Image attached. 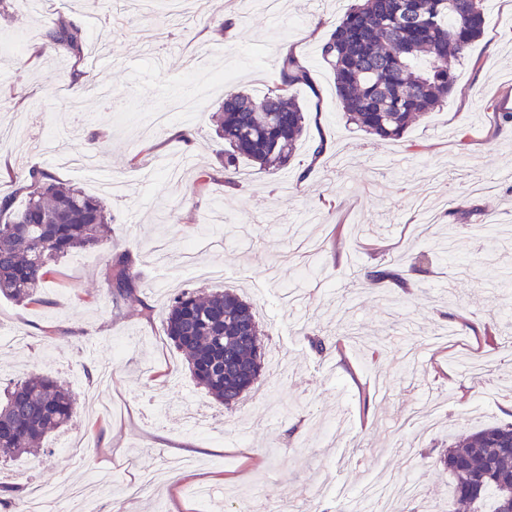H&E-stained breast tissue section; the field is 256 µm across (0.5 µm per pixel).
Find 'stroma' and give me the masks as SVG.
Returning <instances> with one entry per match:
<instances>
[{"instance_id": "stroma-1", "label": "stroma", "mask_w": 512, "mask_h": 512, "mask_svg": "<svg viewBox=\"0 0 512 512\" xmlns=\"http://www.w3.org/2000/svg\"><path fill=\"white\" fill-rule=\"evenodd\" d=\"M351 0H280L272 16L254 0H199L171 21L141 0H0V196L27 198L28 173L100 198L111 218L104 246L53 264L43 303L0 297V330L21 331L0 351V389L30 373L77 399L45 453L0 464V480L55 491V512H82L74 484L99 512H201L190 493L250 492L256 512H334L343 498L386 477L416 481L453 512L441 450L485 424L512 423V292L500 275L512 245L468 230L496 219L512 229V0H486L482 36L456 69L453 92L399 141L347 122L322 44ZM237 21L223 31L225 14ZM76 20L103 61L92 68L106 99L71 85L74 58L47 46L46 27ZM296 48L312 86L293 92L306 134L288 163L224 181L214 112L226 90L264 95L284 46ZM40 56H32L33 47ZM209 84L191 120L173 118L146 138L134 128L171 98ZM325 142L320 156L313 143ZM96 155L123 193L69 162ZM455 233L456 250L437 242ZM128 255L135 298L113 310L107 259ZM399 281L366 285L374 267ZM237 290L256 302L267 365L233 410L198 387L167 338L164 309L181 290ZM354 335L315 352L309 332ZM385 339L371 353L366 342Z\"/></svg>"}]
</instances>
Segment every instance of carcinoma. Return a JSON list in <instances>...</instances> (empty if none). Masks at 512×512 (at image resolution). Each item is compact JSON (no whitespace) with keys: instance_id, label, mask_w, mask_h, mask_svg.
I'll list each match as a JSON object with an SVG mask.
<instances>
[{"instance_id":"carcinoma-1","label":"carcinoma","mask_w":512,"mask_h":512,"mask_svg":"<svg viewBox=\"0 0 512 512\" xmlns=\"http://www.w3.org/2000/svg\"><path fill=\"white\" fill-rule=\"evenodd\" d=\"M485 0H359L323 43L342 110L350 122L386 140L400 139L420 116L448 98L455 69L485 25ZM48 45L83 53L85 35L58 19ZM312 84L307 67L280 58L278 84L257 97L229 92L216 116L224 140V177H236L240 158L263 172L286 165L306 130L303 106L290 94ZM27 200L13 208L0 201V295L40 303L51 265L67 255L104 243L110 217L98 198L55 179L29 174ZM129 260L107 265L114 308L136 293ZM168 339L186 357L196 384L227 409L236 407L261 375L264 352L253 305L231 291L197 296L183 291L168 306ZM75 399L52 378L31 374L10 383L0 401V456L42 451L44 438L68 425ZM448 471L453 501L490 512L512 487V425H487L450 445L435 460Z\"/></svg>"}]
</instances>
